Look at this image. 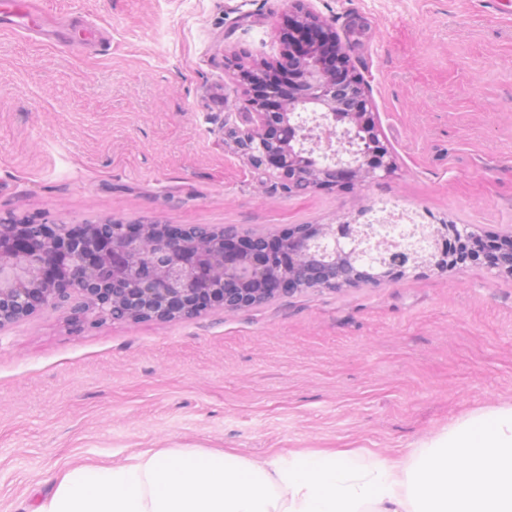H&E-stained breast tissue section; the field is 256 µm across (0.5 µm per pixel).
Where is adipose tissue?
I'll return each mask as SVG.
<instances>
[{"mask_svg": "<svg viewBox=\"0 0 512 512\" xmlns=\"http://www.w3.org/2000/svg\"><path fill=\"white\" fill-rule=\"evenodd\" d=\"M36 512H512V405L475 411L405 460L148 449L61 471Z\"/></svg>", "mask_w": 512, "mask_h": 512, "instance_id": "adipose-tissue-1", "label": "adipose tissue"}]
</instances>
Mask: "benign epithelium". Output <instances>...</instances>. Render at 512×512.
Returning <instances> with one entry per match:
<instances>
[{"mask_svg": "<svg viewBox=\"0 0 512 512\" xmlns=\"http://www.w3.org/2000/svg\"><path fill=\"white\" fill-rule=\"evenodd\" d=\"M294 0L297 15L292 20L303 26L313 39L332 33L330 24L304 9ZM284 65L291 71L294 96L321 112L320 119L332 127L346 120L371 130L369 156L356 165L326 146L324 166H353L361 178L390 175L394 161L368 99H361V112H337L336 83L331 71L320 63ZM240 142L254 144L247 160L270 175L298 179L292 143L304 139L305 124L294 125L288 114L280 113L282 137L279 153L263 145L272 121L262 106L243 103ZM188 227L171 224H1L0 223V331L45 309L68 314L71 321L97 324L112 321L152 320L168 322L194 319L211 309L237 312L266 300L294 293L320 282L322 268L313 261L325 254L330 264L356 262L371 254L372 227L357 219L336 224H305L288 232V258L293 272L286 280L271 273L274 251L268 236L262 241L239 238L241 249L231 248L234 238L218 230L187 234ZM475 257L460 249L453 258L446 253L428 254L414 240L397 241L377 251L357 280L366 284L392 281L431 265L437 269L465 266Z\"/></svg>", "mask_w": 512, "mask_h": 512, "instance_id": "obj_1", "label": "benign epithelium"}]
</instances>
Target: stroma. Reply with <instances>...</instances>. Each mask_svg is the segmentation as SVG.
Returning <instances> with one entry per match:
<instances>
[{"instance_id": "1", "label": "stroma", "mask_w": 512, "mask_h": 512, "mask_svg": "<svg viewBox=\"0 0 512 512\" xmlns=\"http://www.w3.org/2000/svg\"><path fill=\"white\" fill-rule=\"evenodd\" d=\"M304 2L363 76L392 176L295 193L230 138L244 86L225 57H278L291 0H40L111 48L0 30V218L280 235L390 197L512 233V0ZM504 404L512 278L484 264L168 323L49 309L0 332V512H35L64 468L149 448L402 458Z\"/></svg>"}]
</instances>
